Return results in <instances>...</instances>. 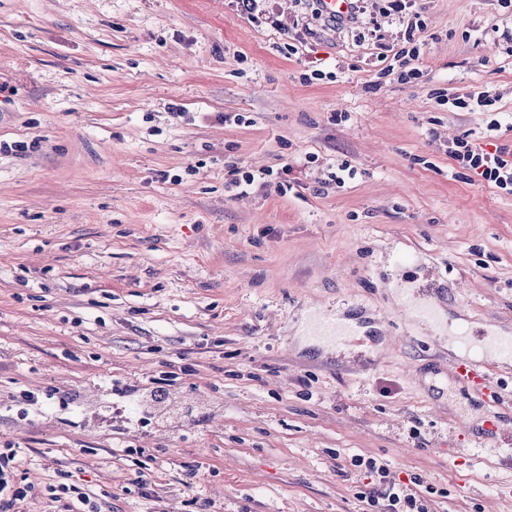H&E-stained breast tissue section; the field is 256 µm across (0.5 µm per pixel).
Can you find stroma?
Segmentation results:
<instances>
[{"label": "stroma", "instance_id": "stroma-1", "mask_svg": "<svg viewBox=\"0 0 512 512\" xmlns=\"http://www.w3.org/2000/svg\"><path fill=\"white\" fill-rule=\"evenodd\" d=\"M385 6L0 0V449L32 486L9 512H386L357 455L433 512H512L484 431H512V363L485 361L487 402L450 333L512 335V192L448 154L512 155V5L416 0L401 72ZM233 165L256 176L236 197ZM315 314L343 336L310 343ZM473 355L460 356L453 366L452 375L457 384L466 390L480 394L486 399H496V395L486 385V378L480 365L473 359Z\"/></svg>", "mask_w": 512, "mask_h": 512}]
</instances>
